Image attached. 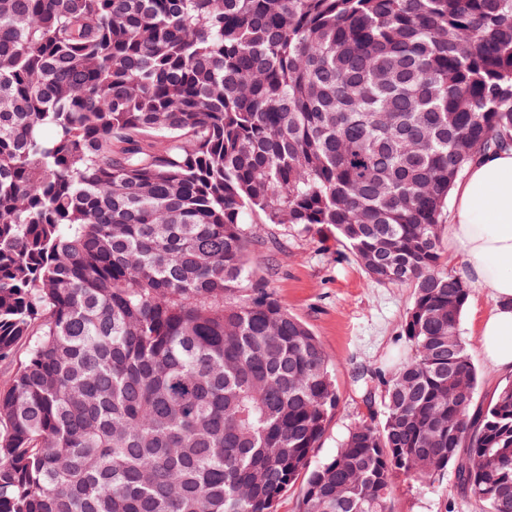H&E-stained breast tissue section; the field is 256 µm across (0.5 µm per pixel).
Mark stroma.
<instances>
[{
  "label": "stroma",
  "mask_w": 512,
  "mask_h": 512,
  "mask_svg": "<svg viewBox=\"0 0 512 512\" xmlns=\"http://www.w3.org/2000/svg\"><path fill=\"white\" fill-rule=\"evenodd\" d=\"M258 239L248 258L257 278L289 310L305 321L334 363L341 403L326 427L313 463L332 457L347 429L366 418L367 409L354 386L363 367H396L410 347L401 336V322L412 300L411 285L372 282L353 260L350 251L333 240H323L252 217ZM493 306L483 289H474L462 313L459 333L479 370V399H488L498 385L511 379L492 370L481 352L478 322ZM394 512H480L473 500L463 497L452 473L422 484L399 479L391 493Z\"/></svg>",
  "instance_id": "stroma-1"
}]
</instances>
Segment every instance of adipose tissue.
I'll list each match as a JSON object with an SVG mask.
<instances>
[{"label": "adipose tissue", "instance_id": "1", "mask_svg": "<svg viewBox=\"0 0 512 512\" xmlns=\"http://www.w3.org/2000/svg\"><path fill=\"white\" fill-rule=\"evenodd\" d=\"M448 239L462 258L461 279L494 300L479 327L482 353L512 372V148L476 155L452 188Z\"/></svg>", "mask_w": 512, "mask_h": 512}]
</instances>
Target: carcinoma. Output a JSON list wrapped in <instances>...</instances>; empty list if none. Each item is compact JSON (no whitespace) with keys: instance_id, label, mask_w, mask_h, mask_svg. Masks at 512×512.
I'll return each instance as SVG.
<instances>
[{"instance_id":"carcinoma-1","label":"carcinoma","mask_w":512,"mask_h":512,"mask_svg":"<svg viewBox=\"0 0 512 512\" xmlns=\"http://www.w3.org/2000/svg\"><path fill=\"white\" fill-rule=\"evenodd\" d=\"M511 147L512 0H0V512H277L300 478L302 512H392L449 468L512 512V381L474 409L442 251ZM249 212L414 288L318 465L332 363Z\"/></svg>"}]
</instances>
